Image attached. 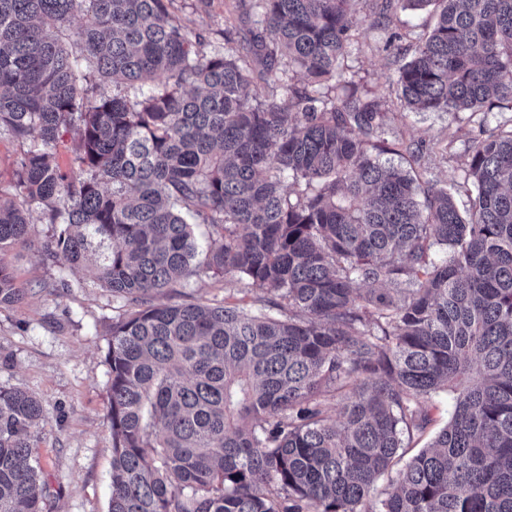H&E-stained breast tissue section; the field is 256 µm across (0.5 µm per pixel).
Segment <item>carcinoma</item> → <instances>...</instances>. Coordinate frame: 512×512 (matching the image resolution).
<instances>
[{
    "label": "carcinoma",
    "instance_id": "carcinoma-1",
    "mask_svg": "<svg viewBox=\"0 0 512 512\" xmlns=\"http://www.w3.org/2000/svg\"><path fill=\"white\" fill-rule=\"evenodd\" d=\"M353 2L250 0L282 90L262 100L173 0H0V132L34 141L0 199V306L26 295L3 255L33 213L58 225L45 258L128 306L104 347L108 512H512V130L461 140L462 206L381 160L387 113L341 70ZM374 2L371 27L436 18L397 68L404 108L512 105V0ZM201 271L262 294L160 301ZM442 389L448 424L403 460ZM42 424L0 387V512H43ZM75 148L76 137L74 133L64 132L58 141L56 158L61 169L74 179L82 176V168L77 159Z\"/></svg>",
    "mask_w": 512,
    "mask_h": 512
}]
</instances>
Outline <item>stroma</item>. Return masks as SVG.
Segmentation results:
<instances>
[{"label": "stroma", "instance_id": "35a3bbf8", "mask_svg": "<svg viewBox=\"0 0 512 512\" xmlns=\"http://www.w3.org/2000/svg\"><path fill=\"white\" fill-rule=\"evenodd\" d=\"M173 10L187 31L210 46L232 36L234 52L252 59L254 16L246 0H175ZM434 24L427 11H400L390 23L362 29L344 64L361 93L380 101L388 114V141L422 146L419 161L402 158L420 179L448 184L463 180L458 160L447 144L450 135L477 129L479 116L468 112H408L397 98L393 79L397 65L387 46L391 32L403 33L404 45ZM53 227L34 216L29 228L32 248L12 251L7 262L28 295L0 306V386L34 394L45 416L33 450L48 482L44 512H108L112 436L107 424L108 368L103 359L105 335L118 305L110 292L94 285L83 271L43 260L37 246ZM258 286L227 283L200 273L168 294L171 302L223 300L225 295L251 300Z\"/></svg>", "mask_w": 512, "mask_h": 512}]
</instances>
